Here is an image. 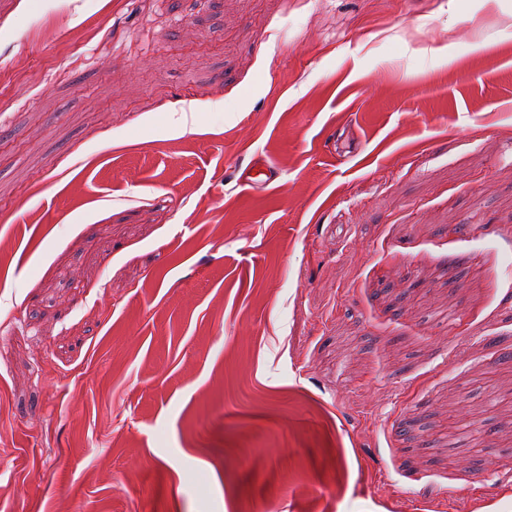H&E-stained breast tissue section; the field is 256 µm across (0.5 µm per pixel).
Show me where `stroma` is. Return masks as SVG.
I'll list each match as a JSON object with an SVG mask.
<instances>
[{
  "instance_id": "35a3bbf8",
  "label": "stroma",
  "mask_w": 512,
  "mask_h": 512,
  "mask_svg": "<svg viewBox=\"0 0 512 512\" xmlns=\"http://www.w3.org/2000/svg\"><path fill=\"white\" fill-rule=\"evenodd\" d=\"M0 512H512V0H0Z\"/></svg>"
}]
</instances>
